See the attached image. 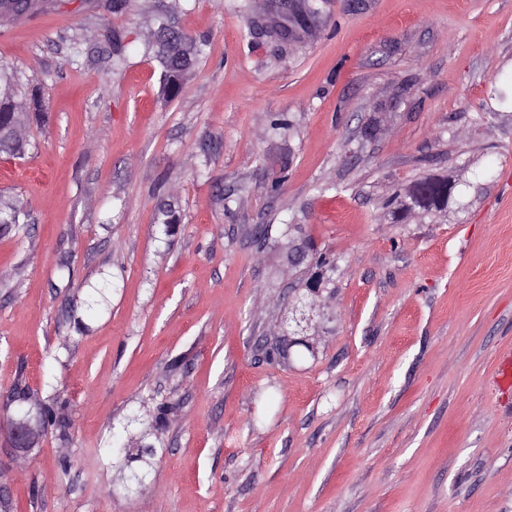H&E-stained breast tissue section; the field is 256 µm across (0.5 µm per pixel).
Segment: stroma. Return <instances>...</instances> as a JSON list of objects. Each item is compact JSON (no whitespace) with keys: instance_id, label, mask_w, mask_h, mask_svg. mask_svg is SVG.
<instances>
[{"instance_id":"1","label":"stroma","mask_w":512,"mask_h":512,"mask_svg":"<svg viewBox=\"0 0 512 512\" xmlns=\"http://www.w3.org/2000/svg\"><path fill=\"white\" fill-rule=\"evenodd\" d=\"M317 7L301 30L287 0H41L0 28L21 91L46 88L28 154L0 155V195L30 216L0 231L7 512H512L493 385L512 347V107L494 96L512 0ZM162 16L204 47L172 99L143 45ZM429 175L471 186L395 223L388 200ZM290 238L333 270L311 350L270 359L312 275ZM23 395L67 423L25 454ZM161 405L152 455L113 469L112 433ZM10 440L15 448L27 451L35 445L36 431L29 421H16L10 432Z\"/></svg>"}]
</instances>
